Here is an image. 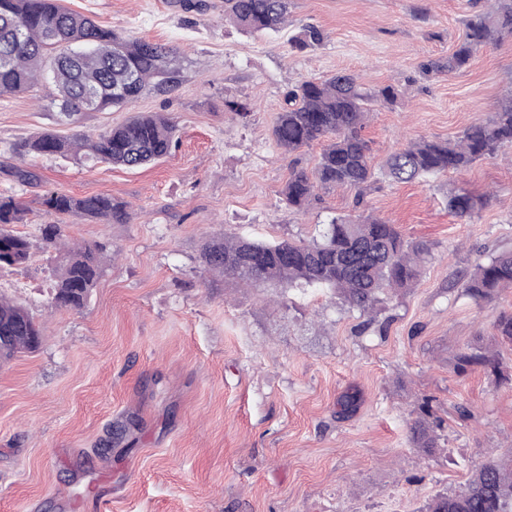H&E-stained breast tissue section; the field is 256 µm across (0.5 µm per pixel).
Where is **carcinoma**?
<instances>
[{
    "label": "carcinoma",
    "instance_id": "obj_1",
    "mask_svg": "<svg viewBox=\"0 0 512 512\" xmlns=\"http://www.w3.org/2000/svg\"><path fill=\"white\" fill-rule=\"evenodd\" d=\"M495 8L476 12L466 21V35L444 63L428 70L453 72L466 67L482 45L512 36V0H494ZM224 14L244 33L276 31L288 18V0H224ZM176 55L169 48L133 39L103 27L64 5V0H0V96L29 91L44 72L56 87L60 114L74 122L86 111L125 107L149 85L174 82ZM396 89L376 93L340 72L324 81L305 80L288 92V107L273 126L275 142L295 152L315 141L325 146L312 173L293 170L281 194L288 207L307 209L317 190L361 189L374 173L362 137L366 104L391 100ZM177 125L164 113L137 112L92 137L76 132L66 138L50 129L37 131L14 145L25 158L71 157L134 169L169 154ZM512 145V95L496 112L466 128L454 140L420 139L391 154L386 173L395 181L425 179L450 170L462 171L482 158ZM485 198L448 192V211L471 217ZM45 212L57 219L80 214L107 224H127L129 204L109 195L81 198L60 192L42 197ZM23 209L10 195L0 194V267L29 262L32 244L6 229L21 219ZM62 225L42 229L45 248H57ZM103 248L84 245L62 254L54 270L50 306L80 309L102 274ZM429 255L424 243L405 242L396 225L372 217H335L309 242L284 239L266 243L240 236L213 237L204 244L205 271L218 272L248 288H327L352 309L364 314L413 287ZM512 286V251L479 266L462 282L471 297L484 300ZM41 345L40 327L24 307L0 296V363ZM462 367L495 366L480 350L458 356ZM423 408L411 427V441L424 454L439 448L438 436ZM424 512H512V458L488 454L471 473L463 490L437 495Z\"/></svg>",
    "mask_w": 512,
    "mask_h": 512
}]
</instances>
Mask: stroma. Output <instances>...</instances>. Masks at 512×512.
Returning a JSON list of instances; mask_svg holds the SVG:
<instances>
[{
  "mask_svg": "<svg viewBox=\"0 0 512 512\" xmlns=\"http://www.w3.org/2000/svg\"><path fill=\"white\" fill-rule=\"evenodd\" d=\"M205 2L200 12L180 0H65L176 50L174 83L147 87L134 107L87 112L74 127L50 80L0 97V194L26 208L12 230L33 245L27 265L0 269V294L42 330L37 351L0 364V512H421L460 490L487 450L512 455V344L496 330L512 288L477 301L459 284L512 250V145L424 182H394L383 168L409 141L456 139L496 111L512 92V37L435 73L426 64L447 59L490 0H289L284 29L265 35L240 32L224 0ZM307 25L321 42L294 48ZM339 72L399 90L367 114L376 177L363 190H319L299 213L281 190L292 169L313 170L321 146L286 152L272 128L290 89ZM134 110L178 124L170 154L146 167L12 152L33 132L98 133ZM19 165L36 182L17 181ZM454 190L489 200L460 219L448 212ZM50 191L130 205L126 224L64 220V247L105 249L79 310L48 306L55 252L40 229ZM357 215L430 248L417 285L369 316L325 289L241 288L200 265L216 235L308 240ZM471 348L497 355L506 380L480 365L458 370ZM347 394L358 402L345 415ZM425 403L440 423L431 455L410 442Z\"/></svg>",
  "mask_w": 512,
  "mask_h": 512,
  "instance_id": "35a3bbf8",
  "label": "stroma"
}]
</instances>
